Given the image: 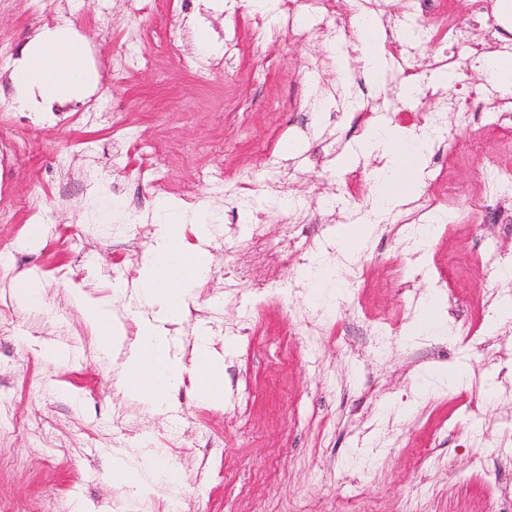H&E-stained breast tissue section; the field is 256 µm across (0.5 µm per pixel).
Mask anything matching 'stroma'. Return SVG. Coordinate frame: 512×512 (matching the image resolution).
<instances>
[{
	"label": "stroma",
	"mask_w": 512,
	"mask_h": 512,
	"mask_svg": "<svg viewBox=\"0 0 512 512\" xmlns=\"http://www.w3.org/2000/svg\"><path fill=\"white\" fill-rule=\"evenodd\" d=\"M112 13L101 31L92 2ZM68 32L89 48L92 87L65 102L59 115L0 111V135L22 141L27 157L0 174V512H165L166 491L147 499L112 478L114 455L154 456L182 475L180 512H336L356 474L374 512H512V319L494 306L512 282L497 280L480 259L486 247L512 262V199L490 198L478 177L481 158L512 171V116L473 100L470 123L445 100L482 89L487 75L468 64L442 98L401 96L404 68L429 75L442 52L407 44L385 26L390 62L386 85L367 94L341 89L329 110L305 102L337 85L328 45L302 18L300 31L251 26L247 0H64ZM181 29L175 54L160 43L170 24ZM140 27L143 38L127 44ZM212 46L199 48L196 31ZM31 0L0 4V39L24 59L36 35L53 33ZM129 51L140 64L124 82L112 79V57ZM207 59L210 74L184 72L180 56ZM111 125H88L90 104ZM370 108L371 118L355 115ZM436 114L434 151L446 163L425 181L422 196L448 213L433 237L411 243L394 214L372 210L373 160L338 164L374 121L408 135L415 113ZM106 171L107 184L96 174ZM197 192L192 219L206 217L202 245L211 265L194 289L191 313L169 332L191 351L206 334L224 357V404L200 399L185 376L172 407L146 409L124 396L117 369L101 358L99 336L85 323L75 294L109 303L135 341L150 316L134 291L113 295L114 281L133 283L153 241L154 203L178 205ZM52 213L31 241L32 206ZM329 268L350 278L333 314L310 297L303 263L274 247L292 215ZM374 222L356 250L342 249L338 222ZM258 233L264 252L242 250ZM249 270L252 284L225 287V270ZM28 271L41 285V305L11 295V278ZM433 297L448 317L447 336H415V308ZM246 320L248 333L224 326ZM385 325L377 349L372 325ZM469 366L461 384H418L428 370ZM492 404L476 407L484 389Z\"/></svg>",
	"instance_id": "1"
}]
</instances>
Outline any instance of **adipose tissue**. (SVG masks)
<instances>
[{
	"instance_id": "obj_1",
	"label": "adipose tissue",
	"mask_w": 512,
	"mask_h": 512,
	"mask_svg": "<svg viewBox=\"0 0 512 512\" xmlns=\"http://www.w3.org/2000/svg\"><path fill=\"white\" fill-rule=\"evenodd\" d=\"M353 25L359 45L358 60L364 74L376 84H384L389 60L383 37L375 21L356 17ZM17 89L18 107L32 105L33 94L52 102L70 100L94 82L95 73L87 62L82 41L67 32L41 35L31 44L30 58L12 74ZM436 141L418 139L396 128H375L360 154H345L343 164L363 156L377 160L372 186L375 211L393 210L416 194V188L428 154ZM157 226L154 243L134 281L141 303L152 312L143 319L139 342L124 350L122 324L108 303L80 298L84 321L101 338L103 356H121L119 383L125 393L150 408L160 411L170 402L181 383L182 355L166 326L182 319L193 287L202 283L210 269V257L185 241L184 212L166 202L155 205ZM195 381L203 386L202 398L211 404L224 401V359L211 349L206 336H198L194 345ZM112 475L116 480L135 485L141 495L152 493L158 481L177 486L181 481L174 470L157 473L151 462L128 465L123 457H114Z\"/></svg>"
}]
</instances>
